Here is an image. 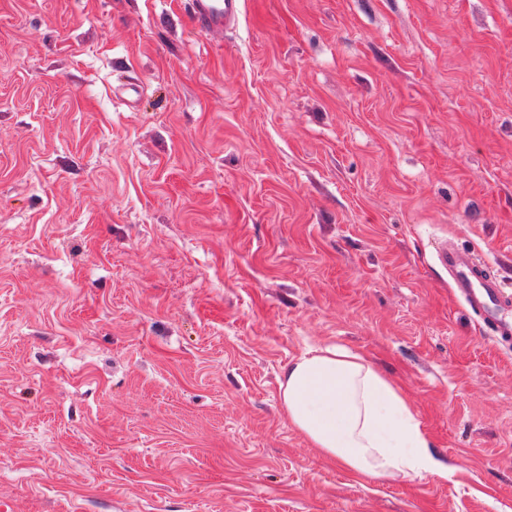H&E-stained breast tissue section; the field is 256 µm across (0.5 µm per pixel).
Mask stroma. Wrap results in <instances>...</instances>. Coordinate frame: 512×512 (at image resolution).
Listing matches in <instances>:
<instances>
[{"label": "stroma", "instance_id": "1", "mask_svg": "<svg viewBox=\"0 0 512 512\" xmlns=\"http://www.w3.org/2000/svg\"><path fill=\"white\" fill-rule=\"evenodd\" d=\"M138 85L133 105L117 96ZM512 0H0V512H512ZM370 358L449 478L371 481L285 419ZM242 0H192V22L199 29L222 31L234 25L241 14ZM439 265L449 275L452 288L481 318L484 333L498 342L512 340V321L505 314L512 304L510 284L490 263L476 260L471 252L442 244L436 252Z\"/></svg>", "mask_w": 512, "mask_h": 512}]
</instances>
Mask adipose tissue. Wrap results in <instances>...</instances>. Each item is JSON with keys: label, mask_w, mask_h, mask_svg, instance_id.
I'll list each match as a JSON object with an SVG mask.
<instances>
[{"label": "adipose tissue", "mask_w": 512, "mask_h": 512, "mask_svg": "<svg viewBox=\"0 0 512 512\" xmlns=\"http://www.w3.org/2000/svg\"><path fill=\"white\" fill-rule=\"evenodd\" d=\"M281 409L326 459L372 480L448 477L400 387L365 356L316 346L285 368Z\"/></svg>", "instance_id": "obj_1"}]
</instances>
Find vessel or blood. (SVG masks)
Segmentation results:
<instances>
[{"label":"vessel or blood","mask_w":512,"mask_h":512,"mask_svg":"<svg viewBox=\"0 0 512 512\" xmlns=\"http://www.w3.org/2000/svg\"><path fill=\"white\" fill-rule=\"evenodd\" d=\"M242 6V0H192V22L203 30L221 31L238 21ZM437 260L452 287L481 318L485 334L498 342L511 341L512 320L506 313L512 309V285L471 252L443 244L437 249Z\"/></svg>","instance_id":"obj_1"}]
</instances>
